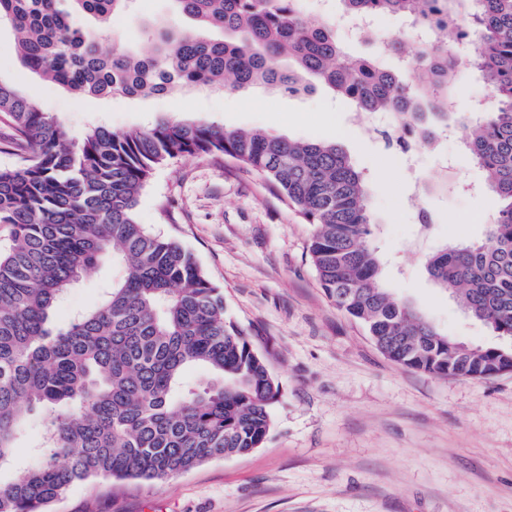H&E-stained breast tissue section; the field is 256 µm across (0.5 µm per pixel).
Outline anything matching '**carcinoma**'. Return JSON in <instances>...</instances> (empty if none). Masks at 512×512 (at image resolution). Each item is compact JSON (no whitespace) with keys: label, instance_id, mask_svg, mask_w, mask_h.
<instances>
[{"label":"carcinoma","instance_id":"carcinoma-1","mask_svg":"<svg viewBox=\"0 0 512 512\" xmlns=\"http://www.w3.org/2000/svg\"><path fill=\"white\" fill-rule=\"evenodd\" d=\"M129 0H0L11 50L33 73L81 98L157 95L172 84L291 95L323 87L356 112H392L432 145L450 126L500 207L484 240L446 244L426 259L429 279L501 344L468 345L441 332L382 281L369 243L374 216L366 175L342 148L199 119H160L114 131L98 124L74 138L38 103L0 81V118L16 132L19 161L0 169V467L23 426L43 420L44 461L0 486V512H47L92 479L166 481L216 458L262 447L281 385L247 334L224 318V294L179 241L137 220L154 170L184 156L229 157L264 175L314 226L319 283L378 349L409 369L486 380L512 373V0H340L348 15L441 20L438 42L414 54L387 41L399 66L352 55L336 28L308 22L294 0H171L144 52L101 51L99 27ZM474 48L472 71L490 92L473 118L454 109L448 53ZM123 268L100 301L60 324L63 294L107 259ZM193 369L204 381L190 379Z\"/></svg>","mask_w":512,"mask_h":512}]
</instances>
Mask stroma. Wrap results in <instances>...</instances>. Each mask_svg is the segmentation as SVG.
Wrapping results in <instances>:
<instances>
[{
  "label": "stroma",
  "mask_w": 512,
  "mask_h": 512,
  "mask_svg": "<svg viewBox=\"0 0 512 512\" xmlns=\"http://www.w3.org/2000/svg\"><path fill=\"white\" fill-rule=\"evenodd\" d=\"M170 17L168 0H134L101 33L105 51L148 50V23ZM0 26V79L32 97L72 135L105 124L117 131L154 119L205 118L244 132L339 144L367 176L375 216L371 243L383 256L385 286L411 301L444 333L472 345L498 339L429 280L427 256L450 241L482 237L496 195L458 137L438 138L407 174L383 123H351L324 88L301 96L176 85L165 93L80 99L40 79L11 53ZM476 183L443 190L444 167ZM434 217L419 233L418 212ZM137 219L193 251L224 292V315L267 356L281 384L273 426L261 448L218 458L165 482L95 479L79 483L50 512H512V373L490 380L441 378L383 355L362 326L325 295L307 254L312 227L265 176L221 162L181 157L157 167ZM123 270L112 261L64 297L58 320L90 307ZM43 422L31 419L0 485L40 461Z\"/></svg>",
  "instance_id": "stroma-1"
}]
</instances>
